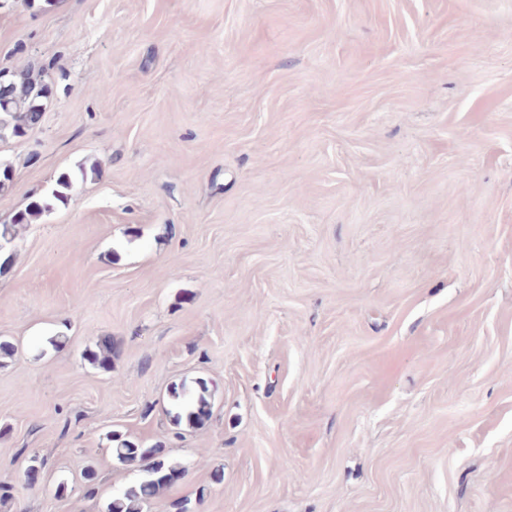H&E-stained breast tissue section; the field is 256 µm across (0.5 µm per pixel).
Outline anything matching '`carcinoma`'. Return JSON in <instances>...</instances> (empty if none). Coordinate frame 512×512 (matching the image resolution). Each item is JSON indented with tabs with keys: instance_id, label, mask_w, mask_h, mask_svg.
I'll return each mask as SVG.
<instances>
[{
	"instance_id": "carcinoma-1",
	"label": "carcinoma",
	"mask_w": 512,
	"mask_h": 512,
	"mask_svg": "<svg viewBox=\"0 0 512 512\" xmlns=\"http://www.w3.org/2000/svg\"><path fill=\"white\" fill-rule=\"evenodd\" d=\"M47 98V86L41 79L28 72L0 70V137L23 136L35 126L44 111L42 100ZM72 188V180L63 177L57 188L41 201L15 215L9 223L0 224V241L12 243L20 229L32 223L52 208V201L59 200ZM117 346L110 340H101L84 351V358L92 365L112 368V356ZM197 389L188 388L186 383H173L168 389L172 409L168 416L174 425L182 424L195 428L204 425L212 415V403L206 381H196ZM106 439L112 443V455L124 465L137 464L141 467L140 480L112 495L106 512H145L151 501L168 489L181 474V468L167 461L158 445H146L110 431Z\"/></svg>"
}]
</instances>
